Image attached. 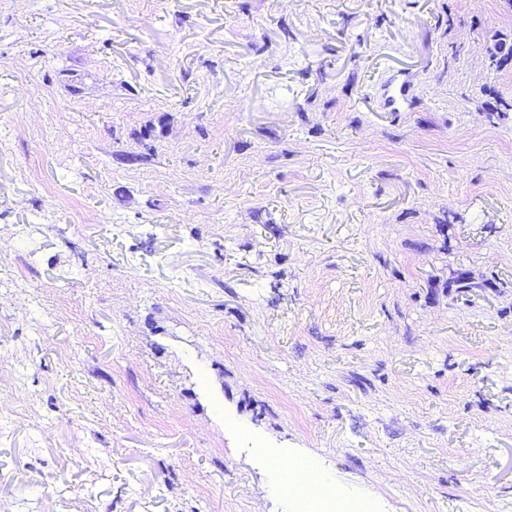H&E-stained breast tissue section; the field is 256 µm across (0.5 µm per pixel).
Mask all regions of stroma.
I'll return each instance as SVG.
<instances>
[{"mask_svg": "<svg viewBox=\"0 0 512 512\" xmlns=\"http://www.w3.org/2000/svg\"><path fill=\"white\" fill-rule=\"evenodd\" d=\"M9 277L0 512H512V0H0ZM292 494L300 496L302 512H374L373 504L365 500L341 499L331 494L301 495L295 489Z\"/></svg>", "mask_w": 512, "mask_h": 512, "instance_id": "stroma-1", "label": "stroma"}]
</instances>
